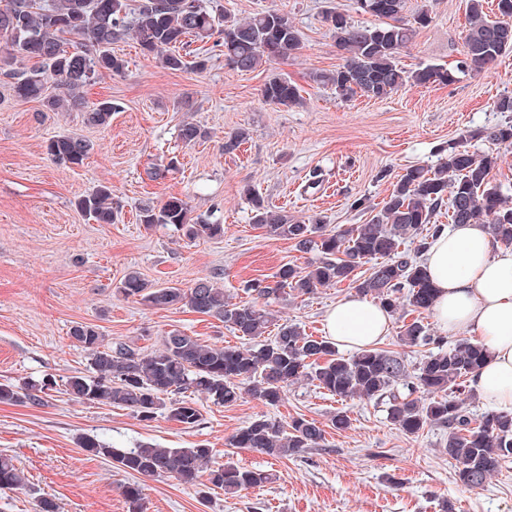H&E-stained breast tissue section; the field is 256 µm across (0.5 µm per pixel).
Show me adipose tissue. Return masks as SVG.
Here are the masks:
<instances>
[{
	"instance_id": "obj_1",
	"label": "adipose tissue",
	"mask_w": 512,
	"mask_h": 512,
	"mask_svg": "<svg viewBox=\"0 0 512 512\" xmlns=\"http://www.w3.org/2000/svg\"><path fill=\"white\" fill-rule=\"evenodd\" d=\"M423 266L437 290L441 329L477 335L490 353L470 390L512 413V248L498 245L484 225L453 224L432 239ZM390 328L388 311L367 298L344 299L325 314L328 338L343 348L373 347Z\"/></svg>"
}]
</instances>
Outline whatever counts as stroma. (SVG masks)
Here are the masks:
<instances>
[{
    "label": "stroma",
    "mask_w": 512,
    "mask_h": 512,
    "mask_svg": "<svg viewBox=\"0 0 512 512\" xmlns=\"http://www.w3.org/2000/svg\"><path fill=\"white\" fill-rule=\"evenodd\" d=\"M221 2L239 17L288 12L302 50L241 73L214 47L206 70L172 72L135 40L123 39L115 49L126 60L124 72L100 76L84 90L88 102L118 105L105 128L85 124L78 112H50L36 101L0 96V383L21 386L48 374L58 383L45 404H0V454L14 458L31 486L27 493L0 490V512H36L41 497L54 500L58 512H129L123 488L131 483L141 488L144 512H512V461L483 487L465 488L442 430L407 436L387 421L384 405L343 400L308 380L274 406L249 398L230 406L199 399L202 417L192 429L163 414L144 421L129 409L66 395L69 376L91 372L87 353L69 335L78 322L96 325L107 342L144 353L174 329L205 344H241L217 319L124 297L119 287L128 273L152 286L181 288L213 275L225 295L245 302V282L269 281L282 265L315 261V254L257 228L245 188L293 217L316 215L332 228L362 224L369 215L354 210L355 201L380 210L406 167H434L462 135L512 121V112L495 107L512 94V51L491 71L465 72L450 85L409 84L385 99L345 100L313 76L343 63L325 11L370 22L355 0ZM424 6L431 21L401 52L400 67L456 68L465 54L468 0H408L404 21ZM274 74L300 87L302 106L264 102L261 90ZM187 118L206 128L208 138L183 145L178 127ZM240 127L249 129L250 140L224 152L225 136ZM60 134L93 143L83 165L67 167L48 155V140ZM158 166L166 172L155 180L150 173ZM101 184L111 186L119 211L112 224L95 223L77 207ZM171 196L187 200L193 216L221 220L223 237L190 241L141 224L142 207ZM355 293L344 283L309 295L284 293L271 307L278 322L320 337L328 308ZM339 411L351 420L343 431L330 423ZM261 415L315 421L325 440L283 458L228 447L231 435ZM83 437L113 448L206 444L216 462L260 469L271 479L234 494L212 491L204 502L196 488L174 479L116 468L80 448Z\"/></svg>",
    "instance_id": "obj_1"
}]
</instances>
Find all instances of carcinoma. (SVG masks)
Listing matches in <instances>:
<instances>
[{"label": "carcinoma", "instance_id": "carcinoma-1", "mask_svg": "<svg viewBox=\"0 0 512 512\" xmlns=\"http://www.w3.org/2000/svg\"><path fill=\"white\" fill-rule=\"evenodd\" d=\"M361 11L374 17L371 24H354L341 14L326 16L336 47L345 55L335 70L321 72L314 80L334 87L345 99L357 95L384 99L408 83L450 85L455 74L443 67L426 66L406 71L397 58L416 36V27L429 22L421 9L415 25L402 21L406 0H364ZM497 17L484 12L483 0H469L465 35V66L474 71L491 69L503 53L512 50V0H497ZM133 38L143 53L153 55L170 71L188 68L178 49L190 42L216 39L224 48V61L239 72H250L266 62L286 60L303 48L301 35L288 13L269 9L238 18L205 0H0V74L12 94L37 100L51 112L83 113L84 122L110 125L116 106L110 100L92 105L83 89L103 75H119L126 61L112 43ZM262 98L271 105L302 103L300 88L282 75L268 79ZM207 132L192 121H183L178 137L186 145L206 138ZM488 137L512 145V122L498 125ZM250 139L239 128L224 140L232 153ZM93 150L82 136L67 134L49 141L47 153L62 165L80 166ZM499 156L478 157L459 140L448 147L435 169L411 166L399 176L381 209L364 224L327 229L317 217L297 219L270 205L259 194L246 190L254 224L271 236L288 239L303 253L318 259L306 268L286 264L272 284L248 283L244 291L255 300L233 303L224 289L209 277L186 288H151L136 272L124 277L120 292L139 297L156 309L181 305L190 311L224 322L250 340L263 336L276 319L264 299L285 289L301 295L344 282L366 295L372 294L390 312L403 308L414 315L403 323L399 341L409 347L433 346V351L408 370L400 354L377 348L343 357L326 337L307 335L295 323L277 326L274 339L261 344L217 346L200 342L179 330L163 336L161 348L143 353L123 343L104 344L93 324L77 323L71 339L89 355L94 377L73 375L65 384L71 399L125 407L143 420L164 411L183 428L201 420L198 403L185 392H198L216 405H233L245 397L268 405L278 404L288 387L303 379L342 399L358 398L386 405V418L400 431L415 436L427 427L448 430L444 448L455 461L460 482L471 488L484 486L502 464L512 460V413L490 411L481 417L468 409L467 380L487 360V351L469 338L447 344L443 336L429 333L422 315L433 310V288L423 265L401 249L406 242L427 249L439 231L431 223L436 210L449 201L453 224H484L493 238L512 245V204L490 173ZM78 208L98 224L114 223L112 189L99 185L78 201ZM140 222L172 226L189 240L216 239L224 224L191 217L188 202L170 196L159 206L141 209ZM369 266L360 278L357 270ZM54 385L50 378L26 387L0 384V403L42 404L41 393ZM325 431L303 417L288 425L261 416L239 429L229 440L235 448H253L282 458L317 448ZM85 450L103 455L131 475L173 478L195 486L200 473L209 471L212 488L236 493L261 487L269 474L231 463L211 465L212 449L205 444L191 448H164L143 443L134 448H109L91 437L79 441ZM27 479L12 458L0 455V489L24 490Z\"/></svg>", "mask_w": 512, "mask_h": 512}]
</instances>
